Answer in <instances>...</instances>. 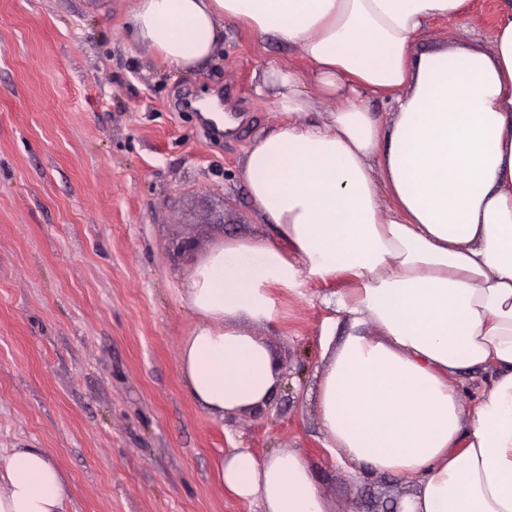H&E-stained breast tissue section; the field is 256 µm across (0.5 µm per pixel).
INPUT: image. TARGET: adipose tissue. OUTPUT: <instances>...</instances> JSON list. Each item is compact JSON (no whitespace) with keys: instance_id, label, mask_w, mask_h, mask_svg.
I'll return each mask as SVG.
<instances>
[{"instance_id":"adipose-tissue-1","label":"adipose tissue","mask_w":512,"mask_h":512,"mask_svg":"<svg viewBox=\"0 0 512 512\" xmlns=\"http://www.w3.org/2000/svg\"><path fill=\"white\" fill-rule=\"evenodd\" d=\"M468 3L135 0L127 21L183 73L212 58L228 23L301 49L307 73H260L283 119L245 156L275 234L226 239L189 279L186 392L216 416L265 406L280 373L242 320H275L277 292L349 280L334 305L354 330L317 384L321 429L339 461L416 480L402 512H512V5L490 49H417ZM309 84L334 103L325 122L308 119ZM370 96L392 99L387 124ZM480 365L495 376L466 417L452 378ZM221 480L263 512H333L296 451H235ZM67 498L47 449L0 454V512H64Z\"/></svg>"}]
</instances>
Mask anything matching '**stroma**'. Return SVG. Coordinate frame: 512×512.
Masks as SVG:
<instances>
[{"mask_svg":"<svg viewBox=\"0 0 512 512\" xmlns=\"http://www.w3.org/2000/svg\"><path fill=\"white\" fill-rule=\"evenodd\" d=\"M134 0H0V449L45 448L69 484L65 512H262L219 478L245 448L312 461L334 512H401L416 482L335 461L316 407L329 337L351 330L324 298L350 283L277 295L249 328L281 385L267 407L219 417L180 367L197 319L196 265L225 238L273 236L244 158L282 119L254 75L305 69L299 49L224 27V47L183 74L130 43ZM505 0L435 20L424 46H489ZM223 98L216 134L185 98Z\"/></svg>","mask_w":512,"mask_h":512,"instance_id":"obj_1","label":"stroma"}]
</instances>
